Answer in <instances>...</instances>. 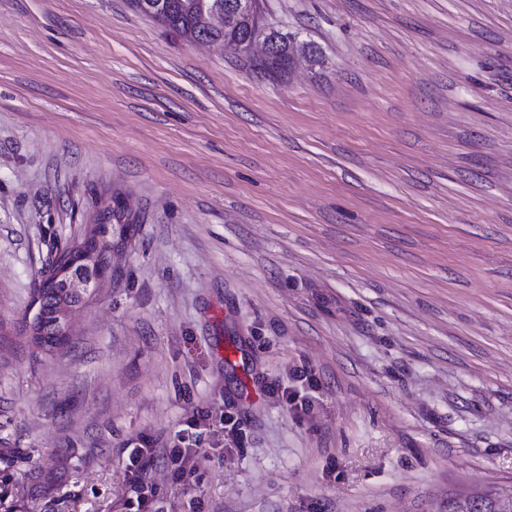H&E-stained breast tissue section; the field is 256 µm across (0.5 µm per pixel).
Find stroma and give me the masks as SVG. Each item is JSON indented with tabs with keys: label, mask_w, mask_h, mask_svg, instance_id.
Masks as SVG:
<instances>
[{
	"label": "stroma",
	"mask_w": 512,
	"mask_h": 512,
	"mask_svg": "<svg viewBox=\"0 0 512 512\" xmlns=\"http://www.w3.org/2000/svg\"><path fill=\"white\" fill-rule=\"evenodd\" d=\"M285 74L130 0H0V512H448L512 492V0H260ZM116 279L35 353L53 246ZM309 411L271 398L294 369ZM207 457L166 447L198 413ZM205 458L206 456L201 453V448H196L190 453L188 448L183 449L179 445H174L169 450V461L173 466L176 480H181L187 471L196 467ZM130 446L126 447L121 454L122 464L124 469L131 474H139L134 493L137 504V510L139 511L140 507L149 503L151 498L154 496V489L146 481V474L148 467L152 462V454H148V450L146 448H132L129 449Z\"/></svg>",
	"instance_id": "stroma-1"
}]
</instances>
